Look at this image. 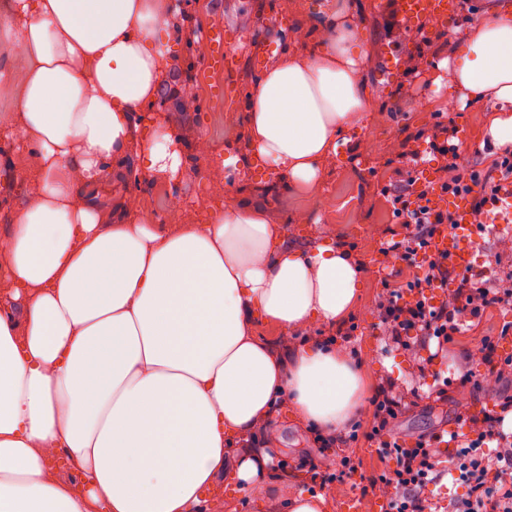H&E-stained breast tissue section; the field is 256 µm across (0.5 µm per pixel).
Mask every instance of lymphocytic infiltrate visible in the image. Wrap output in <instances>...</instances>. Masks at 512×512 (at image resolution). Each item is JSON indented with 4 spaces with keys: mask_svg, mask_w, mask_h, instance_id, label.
<instances>
[{
    "mask_svg": "<svg viewBox=\"0 0 512 512\" xmlns=\"http://www.w3.org/2000/svg\"><path fill=\"white\" fill-rule=\"evenodd\" d=\"M456 136V130L435 125L429 148L443 160L436 175L422 176L413 167L404 179L383 187L396 223L409 234L383 241L377 249L379 267L399 258L424 268L423 276L399 287L383 281L377 303L379 329L399 346L409 338H421L424 345L434 346V356L441 360L447 358L455 337L485 308L512 305V276L486 287L483 270L457 272L449 266L447 254L435 248L443 229L457 223L455 213L438 206V199L470 198V221L481 228L488 219L489 199L501 183L512 181V143L496 148L486 168L465 171L458 163ZM370 405L367 429L351 427L349 436L364 439L390 468L367 477L363 495L390 486L395 490L390 512H427L425 491L439 474L436 447L447 440L454 447L448 469L467 487L466 497L453 505L452 512H512V432L503 429L506 416L512 414V395L499 396L481 417L469 418V434L454 433L447 439L434 433L409 440L394 433L407 402L405 393L390 382L378 385ZM489 441L497 444L492 456L484 450Z\"/></svg>",
    "mask_w": 512,
    "mask_h": 512,
    "instance_id": "1",
    "label": "lymphocytic infiltrate"
}]
</instances>
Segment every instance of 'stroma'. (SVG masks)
<instances>
[{
    "label": "stroma",
    "mask_w": 512,
    "mask_h": 512,
    "mask_svg": "<svg viewBox=\"0 0 512 512\" xmlns=\"http://www.w3.org/2000/svg\"><path fill=\"white\" fill-rule=\"evenodd\" d=\"M353 19L362 30L366 45L365 76L372 92L371 110L360 130L349 143L339 145L334 160L328 161L316 187L306 193L285 188L259 189L258 179L246 171H237L233 187L236 201L260 203L267 207L271 223L284 228L287 240L295 247L311 251L323 244H338L359 261L373 264V241L400 233L391 217L381 190L401 179L409 167L403 155L406 140H425L433 123L454 126L463 135L459 145L463 168L489 165L493 153L488 136L490 104L471 98H456L447 108L448 94L433 82L438 64L449 58L472 25L495 0H457V9L447 25H432L428 33L435 42L430 51L419 52L420 36L409 31L398 47L401 56H417L415 72H400L392 84H383L380 74L390 42L385 39L386 13L377 0H353ZM332 0H185L173 19L172 55L177 70L173 78L162 80L158 118L178 138L186 157L183 177L169 180L161 176L113 182L104 176L96 191L104 201L116 196H136L141 214L158 224H204L211 210L224 205V181L227 154L247 151L250 142L245 100L260 71L272 64L278 52L301 57L311 56L318 33L328 16ZM224 30V49L233 57L234 68L224 72L211 66L209 30ZM195 97L197 110L181 111L178 93ZM207 141V150H198L199 141ZM28 176L21 152L7 131L0 130V239H8L12 214L24 200ZM382 290L380 275L365 282L360 300L340 329L316 327L312 335L322 340L334 332H344L350 360L364 376L367 390H374L380 378L389 377L406 385L409 357L386 345L377 323L376 305ZM512 322V308H486L471 331L456 337L455 358L433 362L452 381L458 372L454 361L468 357V367L476 375H486L477 351L485 336L498 335L503 324ZM512 394V381L501 387L449 386L446 394H430L420 387V397L408 406L397 423L399 435L414 438L434 432L458 429L463 413L479 414L492 405L498 391ZM282 442L274 449L276 460L288 463L287 475L297 490L312 491L309 472L301 469L306 459L332 462L335 451L320 452L315 432L283 408L277 418ZM356 470L346 484L327 487L323 512H342L346 500L357 499L360 512H380L383 494L362 496L364 476L380 472L385 464L364 441L350 443L345 449Z\"/></svg>",
    "instance_id": "35a3bbf8"
}]
</instances>
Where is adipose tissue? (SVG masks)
Instances as JSON below:
<instances>
[{
  "instance_id": "adipose-tissue-1",
  "label": "adipose tissue",
  "mask_w": 512,
  "mask_h": 512,
  "mask_svg": "<svg viewBox=\"0 0 512 512\" xmlns=\"http://www.w3.org/2000/svg\"><path fill=\"white\" fill-rule=\"evenodd\" d=\"M351 0H337L316 55L282 54L247 100L251 143L224 164L308 191L370 104ZM174 0H12L0 30L19 45L10 134L34 176L0 256V512H223L220 478L263 480L290 406L332 433L366 391L344 348L300 341L348 316L370 268L340 246L288 245L261 205L227 202L204 224L137 217L133 196L87 195L108 161L178 179L186 163L155 125ZM449 91L492 101L493 145L512 143V5L479 18ZM278 345L256 336L259 324ZM260 436V447L234 450ZM63 449L77 481L47 474Z\"/></svg>"
}]
</instances>
